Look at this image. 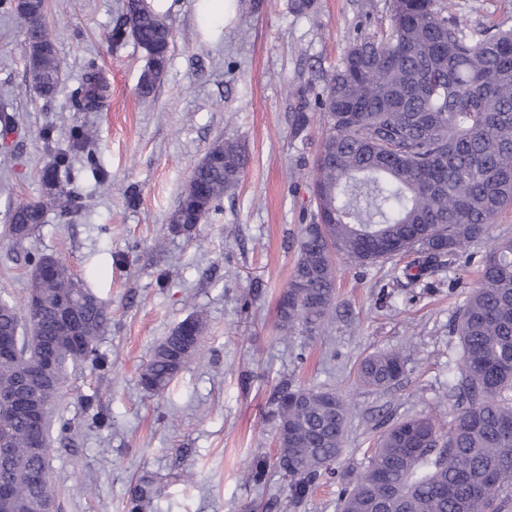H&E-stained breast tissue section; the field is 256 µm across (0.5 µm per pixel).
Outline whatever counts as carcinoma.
<instances>
[{
	"label": "carcinoma",
	"mask_w": 512,
	"mask_h": 512,
	"mask_svg": "<svg viewBox=\"0 0 512 512\" xmlns=\"http://www.w3.org/2000/svg\"><path fill=\"white\" fill-rule=\"evenodd\" d=\"M0 8L23 21L32 86L54 93L60 62L40 20V0H0ZM122 19L108 33L119 45L132 38L145 52L139 81L148 97L168 67L170 27L153 7L124 0ZM390 23L381 34L354 40L339 66L322 73L321 84L288 86L296 100L293 138L314 119L326 132L313 175L316 212L300 230L297 257L278 308L282 329L315 331L333 319L338 262L369 267L414 256L402 269L410 283L458 259L470 246L489 241L479 286L454 317L461 354L448 380L457 413L448 432L418 414L381 433L367 466L342 475L338 512H502L512 498V237H493L491 224L512 205V28L479 38L451 12V0H388ZM105 85L95 62L74 95L79 111L99 109ZM194 168L181 202L170 216L175 232L188 231L209 213L244 174V144L227 139L209 148ZM47 204L22 203L12 212L8 236L17 242L44 223ZM53 266L47 277L31 272L35 309L0 300V336L17 334L16 355L0 358V388L13 387L48 342L68 345L72 329L59 322V298L71 296L81 318L80 341L64 351L49 383L40 388L45 410L44 448H29L31 426L16 407L0 405V439L8 465L0 485L12 494V512H30V500L55 502L49 478V429L57 418L63 433L70 419L54 416L71 368L100 361L97 342L111 316L106 304L83 287L59 258L41 256L35 266ZM205 323L189 316L154 349L140 374L160 393L200 354ZM403 355L377 351L357 367L367 388L395 385ZM350 402L327 389L281 380L271 396V416L287 434L279 439L275 465L285 481L288 506L296 509L321 477L332 473L344 451ZM268 461L256 458L245 480L266 483ZM43 475L37 487L28 483ZM150 490L134 487L127 512H145Z\"/></svg>",
	"instance_id": "cac0c4a2"
}]
</instances>
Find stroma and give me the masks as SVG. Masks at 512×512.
I'll return each instance as SVG.
<instances>
[{"label": "stroma", "mask_w": 512, "mask_h": 512, "mask_svg": "<svg viewBox=\"0 0 512 512\" xmlns=\"http://www.w3.org/2000/svg\"><path fill=\"white\" fill-rule=\"evenodd\" d=\"M172 31L167 73L139 97L146 57L134 42L112 46L107 33L121 0H46L45 25L61 61L52 97L27 73L25 34L0 13V110L15 129L0 135V298L23 306L30 263L63 260L109 305L98 340L104 367L75 368L59 400L74 424L50 429L49 474L58 512H124L130 487L151 482L149 512H290L281 473L265 488L244 479L258 456L274 459L270 398L283 379L327 388L352 404L345 449L334 474L297 512H336L340 475L367 465L385 425L410 415L448 423V367L460 350L450 324L479 283L486 244L415 286L396 280L405 259L341 266L336 315L327 332L283 333L277 301L293 268L301 225L309 223L310 172L324 128L292 140L287 84L317 79L342 58L351 38L387 26L385 0H315L308 15L288 0H152ZM454 14L485 33L512 27V0H453ZM108 86L101 108L72 107L89 63ZM91 131L100 168L68 151ZM236 139L250 163L201 224L170 229L194 167L219 140ZM57 169L56 201L44 224L17 243L4 236L16 204L47 199L42 172ZM82 196L77 216L66 195ZM206 322L204 355L159 394L140 373L153 349L187 316ZM400 350L402 380L374 390L358 385L366 355ZM102 410L106 425L93 422Z\"/></svg>", "instance_id": "35a3bbf8"}]
</instances>
